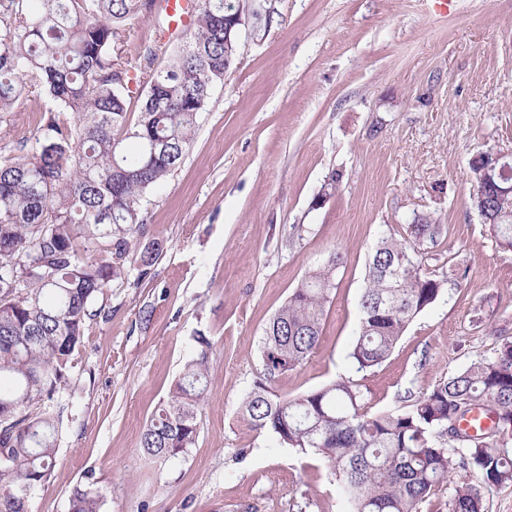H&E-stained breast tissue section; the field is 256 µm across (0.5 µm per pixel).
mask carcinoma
<instances>
[{
    "label": "carcinoma",
    "instance_id": "obj_1",
    "mask_svg": "<svg viewBox=\"0 0 512 512\" xmlns=\"http://www.w3.org/2000/svg\"><path fill=\"white\" fill-rule=\"evenodd\" d=\"M156 0H0V112L26 93L57 108L42 116L33 160H0V512H29L31 492L57 463L63 393L86 322L108 317L95 301L127 266L148 274L161 244L143 247L149 195L181 164L224 83V60L239 44L224 38V0H200L172 60L154 71L135 122L128 123L129 69L113 58L127 21ZM133 148L118 150L121 140ZM496 243L512 249V196L485 204ZM442 225L426 216L405 235L385 232L366 264L356 371L381 365L409 324L452 283L428 275L422 250ZM336 255L310 271L264 330L262 371L242 402L253 430L320 457L339 483L347 512H423L434 491L452 485L448 512H486L484 490L512 483V338L496 356L448 375L395 410L362 411L354 380L337 379L295 398L272 384L317 349L335 288ZM188 361L144 427L152 460L175 458L199 435L208 390L209 351L197 337ZM487 406L497 424L460 437L454 424ZM482 484L468 480L470 473ZM87 488L70 512H101Z\"/></svg>",
    "mask_w": 512,
    "mask_h": 512
}]
</instances>
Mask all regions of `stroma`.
<instances>
[{
  "instance_id": "35a3bbf8",
  "label": "stroma",
  "mask_w": 512,
  "mask_h": 512,
  "mask_svg": "<svg viewBox=\"0 0 512 512\" xmlns=\"http://www.w3.org/2000/svg\"><path fill=\"white\" fill-rule=\"evenodd\" d=\"M240 49L216 87L183 163L150 195L142 242L162 252L146 276L129 270L86 324L65 399L58 463L30 512H69L92 488L103 512H346L322 462L242 421L258 380L269 319L305 274L342 262L321 343L276 379L296 397L356 378L367 412L403 405L512 336V250L472 208L469 162L512 158V0H241ZM159 15L129 21L114 46L138 65L129 112L176 40ZM152 68H140L147 49ZM48 98L0 112V157L35 154ZM335 193L314 200L331 175ZM427 215L443 227L424 272L465 269L408 326L380 366L356 372L370 248L390 228ZM151 309L142 321V309ZM212 343L200 433L165 463L141 433L196 353Z\"/></svg>"
}]
</instances>
